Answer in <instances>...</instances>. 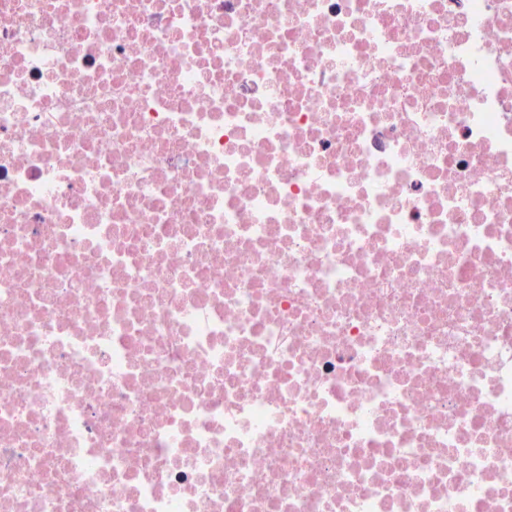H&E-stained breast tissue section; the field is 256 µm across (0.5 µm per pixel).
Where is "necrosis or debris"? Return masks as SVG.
<instances>
[{
    "label": "necrosis or debris",
    "instance_id": "1",
    "mask_svg": "<svg viewBox=\"0 0 512 512\" xmlns=\"http://www.w3.org/2000/svg\"><path fill=\"white\" fill-rule=\"evenodd\" d=\"M0 512H512V0H0Z\"/></svg>",
    "mask_w": 512,
    "mask_h": 512
}]
</instances>
